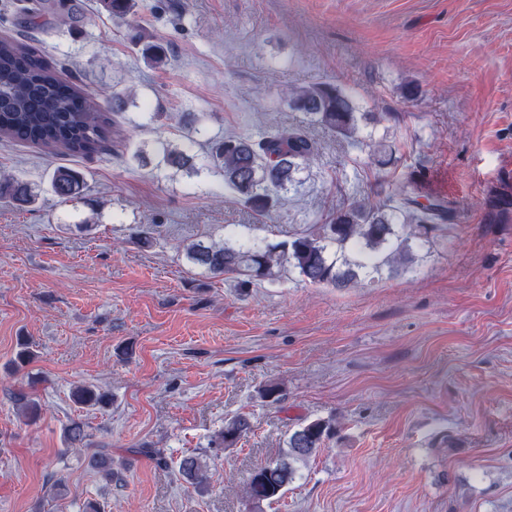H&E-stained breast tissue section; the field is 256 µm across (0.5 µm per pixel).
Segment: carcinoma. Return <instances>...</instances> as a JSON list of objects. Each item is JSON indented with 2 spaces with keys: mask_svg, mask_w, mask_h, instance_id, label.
Segmentation results:
<instances>
[{
  "mask_svg": "<svg viewBox=\"0 0 512 512\" xmlns=\"http://www.w3.org/2000/svg\"><path fill=\"white\" fill-rule=\"evenodd\" d=\"M112 17L124 19L136 0H104ZM131 41L148 65L165 64L167 49L135 33ZM288 106L319 125L359 146V124L368 115L356 111L352 100L335 84L317 82L289 88ZM113 133L108 112L75 83L64 80L44 58L40 47L24 37L0 38V138L31 144L48 151L91 156ZM158 164L196 174L195 155L159 142ZM318 154L317 142L299 126L278 127L258 139L226 136L209 141L204 167L220 175L224 188L234 193L255 215L267 217L278 206L281 193L297 187V174ZM53 194L62 202L81 195L87 187L84 173L67 167L53 171ZM0 200L31 204L36 195L12 175L0 173ZM448 203L422 192L414 179L379 193L367 204L354 202L336 208L328 224L295 232L286 239L247 244L224 239H194L184 245L187 260L215 277L238 274V286L272 280L294 272L301 281L335 288H355L384 269L408 270L416 260V241L423 232L448 220ZM251 430L249 419L238 415L224 424L214 443L230 447ZM336 434L332 419L305 421L288 433L280 458L252 471L245 493L255 504L281 498L296 474V464L315 456ZM89 466L112 481V449L98 448ZM183 479L201 487L208 481L206 465L197 456H185L178 465Z\"/></svg>",
  "mask_w": 512,
  "mask_h": 512,
  "instance_id": "obj_1",
  "label": "carcinoma"
}]
</instances>
